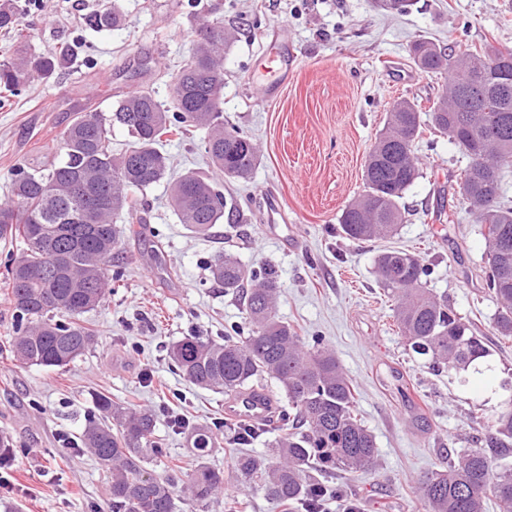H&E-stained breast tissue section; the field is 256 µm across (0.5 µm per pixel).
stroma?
Wrapping results in <instances>:
<instances>
[{
  "mask_svg": "<svg viewBox=\"0 0 512 512\" xmlns=\"http://www.w3.org/2000/svg\"><path fill=\"white\" fill-rule=\"evenodd\" d=\"M120 27L88 24L100 0H19L37 52L68 48L58 75L18 93L0 94V200L14 166L56 146L74 113L108 107L153 88L170 101L169 81L194 46L200 22L213 17L235 30L224 57V124L256 143L260 161L249 179L225 177L208 162L204 134L165 141L173 173L195 170L224 194V218L210 235L192 233L169 204L166 183L142 201V233L124 239L121 274L86 314L93 346L64 369L20 364L8 344L14 312L0 295V436L13 450L12 490L0 489V512H111L110 474L79 446L94 397L156 415L168 450L156 473L176 476V512H285L256 485L232 479L238 447L224 422L221 393L202 390L172 370L168 347L187 336L221 339L240 323L242 306L210 273L227 251L250 267L280 275L278 310L301 335L335 352L356 390V408L375 437L377 463L345 485L359 512H423L414 492L422 474L448 464L451 452L477 448L486 417L512 396V341L492 336L496 312L484 290L485 241L466 213L457 183L467 157L448 137L423 132L414 148L422 176L401 204L406 219L387 240L347 238L344 207L365 190L367 154L395 100L429 109L447 75L419 70L414 40L512 48V0H415L409 12L381 11L376 0H116ZM295 58L279 96L264 101L252 74L271 36ZM278 201L276 225L267 205ZM413 253L431 273L426 288L488 336L479 371L433 370L415 354L393 318L375 259L385 248ZM218 426L220 448L206 462L224 471V493L209 508L194 504L181 477L198 463L172 416Z\"/></svg>",
  "mask_w": 512,
  "mask_h": 512,
  "instance_id": "stroma-1",
  "label": "stroma"
}]
</instances>
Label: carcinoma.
<instances>
[{
    "instance_id": "obj_1",
    "label": "carcinoma",
    "mask_w": 512,
    "mask_h": 512,
    "mask_svg": "<svg viewBox=\"0 0 512 512\" xmlns=\"http://www.w3.org/2000/svg\"><path fill=\"white\" fill-rule=\"evenodd\" d=\"M111 0L90 19L103 30L118 25ZM13 0H0V31L13 35V53L0 61V89L17 91L31 80L48 79L65 55L31 48L30 35ZM233 34L224 20L202 23L196 45L172 79L170 106L152 89L123 96L106 109L74 115L56 150L14 170L11 199L0 204V240L23 244L5 265L4 295L15 313L13 357L26 365L64 369L94 344L83 315L103 300L112 281V263L122 256V237L142 223L140 194L166 179L180 223L206 235L224 218V193L189 171L169 178L163 138L191 129L209 131L212 163L224 175L248 178L258 162L251 138L224 130L221 95L224 53ZM410 53L427 73H448V83L422 118L418 105L396 103L387 126L365 163L367 190L342 212V232L353 240L391 235L403 223L400 200L420 177L414 141L428 129L456 144L469 163L459 191L486 243L484 288L497 304L493 335L512 338V205L501 195L503 169L512 165V49L487 44L481 50L440 48L416 40ZM127 130L133 144L112 151V127ZM130 224L117 225L118 220ZM382 286L395 296V320L412 348L432 366L457 373L491 355L486 338L448 300L423 287L429 275L415 255L384 250L376 259ZM211 274L224 291L239 296L247 335L234 326L224 339L187 336L169 349L171 365L192 385L224 393L258 391L276 380L288 399L280 411L282 433L264 455L240 454L234 469L268 498L294 508L322 507L347 496L314 473L338 469L348 476L372 467L373 434L355 409L352 381L335 353L310 342L278 315L279 274L272 265L246 268L226 253L216 256ZM253 283L246 288L244 284ZM98 417L81 441L97 460L107 459L112 512H174V478L158 476L149 465L166 453L154 438V414L131 409L99 394ZM200 462L185 475L192 500L206 505L224 487V474L202 459L217 447L209 427H187ZM512 398L489 419L480 448L450 455L448 467L421 477L416 485L424 512H486L495 500L512 512Z\"/></svg>"
}]
</instances>
